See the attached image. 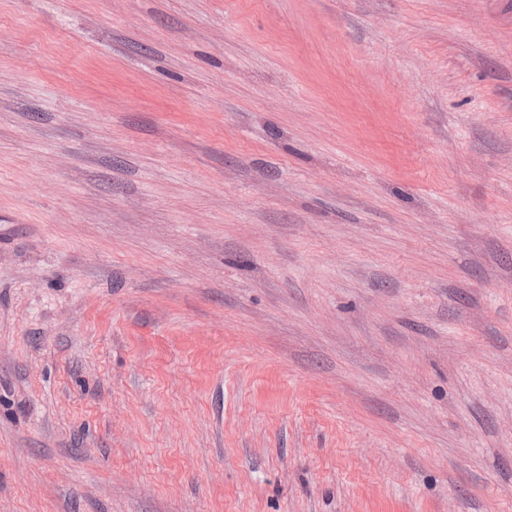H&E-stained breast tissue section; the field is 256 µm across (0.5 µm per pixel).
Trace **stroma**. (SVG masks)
I'll return each mask as SVG.
<instances>
[{
  "mask_svg": "<svg viewBox=\"0 0 512 512\" xmlns=\"http://www.w3.org/2000/svg\"><path fill=\"white\" fill-rule=\"evenodd\" d=\"M0 512H512V0H0Z\"/></svg>",
  "mask_w": 512,
  "mask_h": 512,
  "instance_id": "stroma-1",
  "label": "stroma"
}]
</instances>
